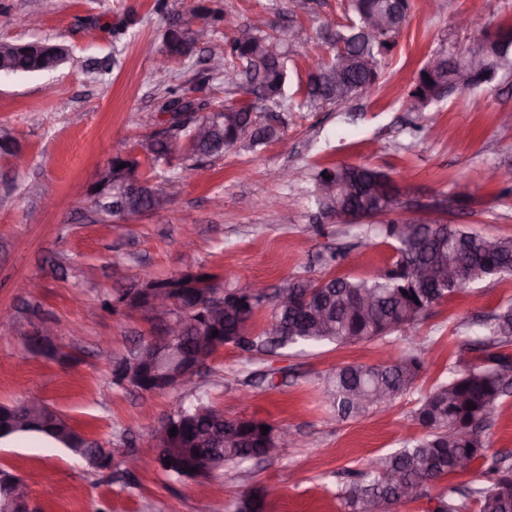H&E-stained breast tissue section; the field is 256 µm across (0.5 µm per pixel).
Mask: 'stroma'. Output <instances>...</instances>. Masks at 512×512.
I'll list each match as a JSON object with an SVG mask.
<instances>
[{"label": "stroma", "instance_id": "1", "mask_svg": "<svg viewBox=\"0 0 512 512\" xmlns=\"http://www.w3.org/2000/svg\"><path fill=\"white\" fill-rule=\"evenodd\" d=\"M223 16L194 57L158 70L139 50L161 44L168 19L156 0H0V41L48 39L70 56L57 70L0 79V126L18 132L28 165L15 171L0 157V404L37 395L71 425L103 445L127 448L99 471L63 448L23 436L0 444V468L20 476L42 512H234L240 495L266 488V512H342L339 489L363 477L380 457L422 430L411 421L421 396L458 366L474 323L512 299V277L467 286L432 306L411 335L325 344L249 359L221 349L199 381L228 418L262 420L293 434L281 455L225 465L197 490L169 476L155 460L162 423L189 405L191 392L145 395L112 381L111 362L153 333L142 315L102 310L112 294V261L120 258L149 279L174 277L192 251L230 288L253 281L277 285L287 276L361 278L389 268L394 250L378 237L361 240L364 223L341 224L309 205L315 168L366 164L389 173L397 211L414 202L443 206L454 224L487 235H512V195L486 183L493 166L512 167V76L498 74L481 89L452 95L412 112L406 98L431 55L455 56L481 37L512 26V0H411L409 19L377 89L341 106L285 113L291 148L243 139L223 156L199 163L181 194L144 216L100 218L90 191L113 156L132 155L142 135L161 128L159 107L169 90L194 85L201 57H220L225 38L245 35L255 13L294 31L288 68L306 76L313 56L328 49L331 30L345 24L343 0H310L294 13L291 0H186ZM418 123V139L405 128ZM343 254L334 265L327 250ZM54 322L53 342L67 356L28 351L25 339ZM80 326V335L70 333ZM417 354L425 371L415 388L385 414L342 418L318 395L324 378L345 363L381 364ZM277 373L278 388L259 373ZM482 437L484 456L443 478L446 486H477L489 466H512V394L502 398Z\"/></svg>", "mask_w": 512, "mask_h": 512}]
</instances>
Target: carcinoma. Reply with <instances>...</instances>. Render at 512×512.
Returning a JSON list of instances; mask_svg holds the SVG:
<instances>
[{
    "label": "carcinoma",
    "instance_id": "1",
    "mask_svg": "<svg viewBox=\"0 0 512 512\" xmlns=\"http://www.w3.org/2000/svg\"><path fill=\"white\" fill-rule=\"evenodd\" d=\"M411 9L410 0H348L347 24L331 37V51L311 62L305 83L297 90L285 91L288 81V61L293 38L288 28L271 24L250 25L251 33L243 39L224 42V70L242 69L248 84L234 86L239 99H226L216 107L207 99H192L186 90L173 92L162 104L161 111L179 113L192 110L200 117L213 113H232V120L208 123L204 140L194 138L187 129L175 131L171 138L160 140L151 133V152L145 161L129 155L112 157V167L121 164L129 170L140 165L147 169V179L166 177L167 155L181 150L184 160H192L211 145L224 143L233 148L240 140L250 115L264 113L266 123L254 128L252 144L261 145L279 138L282 113L313 108L321 103L340 104L366 93L379 83L389 49L397 43ZM378 15L386 21L383 29H368L365 18ZM192 16L209 29L223 18L210 16L203 4L192 9ZM197 39L186 27L174 35L168 48L173 52L187 50ZM496 51L481 61V69L496 73L512 70V30L501 31L494 41ZM7 64L20 73H35L41 64L34 47L18 49L10 42H0V64ZM417 80L426 88L441 81L455 88L454 73L448 69L430 70L424 65ZM314 191L310 205L328 214L358 210L371 218L370 230L375 235L394 241L391 268L364 278L349 276L286 279L294 301L283 310L275 293H256L224 308V318L217 324H199L204 334L212 337L209 355L225 345H233L249 355H268L276 349L311 346L323 342L346 344L384 338L395 332L415 327L424 313L440 300L466 286L494 277L512 276V236L489 237L463 225L431 220L427 224H393L383 220L380 200L392 203V186L383 171L361 164L340 163L317 169L313 175ZM458 258L460 272L448 279L420 276V269L437 267L448 261V252ZM161 288H174L185 293L178 314L196 320L195 306L211 301L219 290L218 277L203 268L196 274L186 273L180 279H158ZM269 307L268 321L278 322L280 331L268 335L266 329L254 328L260 309ZM218 331L212 336V331ZM469 342L476 352L475 361L452 373L448 381L437 385L422 397L414 412V420L425 429L418 439L380 459L373 469L341 493L344 512H385L395 503L428 498V512H468L474 502L477 512H512V490L503 488L505 478L512 477V468L494 467L483 473L484 483L473 488L463 498L457 488L448 486L438 494L429 488L439 479L457 472L483 456L484 440L473 424H483L512 386V300L495 311L492 319L475 326ZM424 370V364L414 354L393 358L385 365L346 364L324 383L322 395L337 415L348 418L375 410L376 397L389 402L410 392ZM474 409L469 410L467 406ZM171 422L183 423L186 433H211L224 425V436L234 439L233 445L222 448L196 447L189 440L176 443L161 438L155 446L156 461L177 455L184 458L186 468L174 477H191V469L200 464L210 474L227 463H240L266 454L259 447L263 431L261 421L226 420L203 393L195 402L170 417ZM32 434L61 445L71 453L86 459L94 468L111 466L106 448L63 422V416L49 404H44L40 421L4 434L16 438Z\"/></svg>",
    "mask_w": 512,
    "mask_h": 512
}]
</instances>
